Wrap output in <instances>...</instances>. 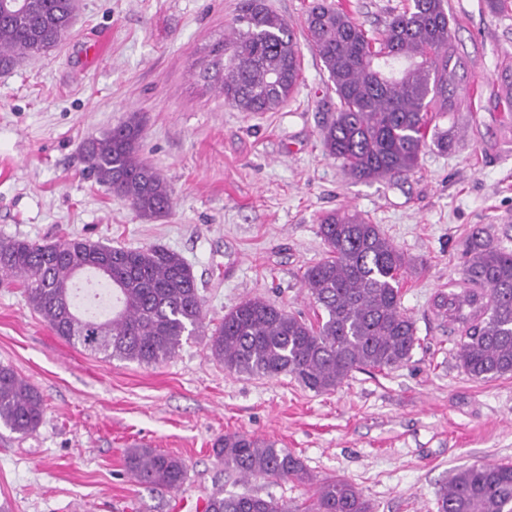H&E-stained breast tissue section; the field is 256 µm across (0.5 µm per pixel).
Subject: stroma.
<instances>
[{"label": "stroma", "instance_id": "obj_1", "mask_svg": "<svg viewBox=\"0 0 512 512\" xmlns=\"http://www.w3.org/2000/svg\"><path fill=\"white\" fill-rule=\"evenodd\" d=\"M311 0H266L299 44L297 92L273 112L225 103L202 72L232 32L239 0H79L68 35L0 73V237L77 235L131 249L164 246L191 264L205 328L163 363L105 359L56 336L21 288H0V363L43 396L31 435L0 428V505L9 512H204L215 492L297 504L311 488L243 479L212 450L246 432L300 457L315 479L339 476L377 512H435L436 493L473 462L512 464V376L475 380L433 300L461 278L462 244L485 224L512 249V113L499 73L512 61V0H446L470 66L472 101L438 121L448 151L424 149L414 173L357 181L326 155L321 130L338 99L306 40ZM382 30L408 0H335ZM100 47L92 55L91 47ZM140 113V156L173 192L165 216L141 218L86 172L83 144ZM361 212L422 262L401 305L419 342L391 371L353 372L317 394L288 376L228 372L210 330L256 297L313 317L305 269L325 256L319 218ZM141 445L182 457L187 478L160 494L127 472Z\"/></svg>", "mask_w": 512, "mask_h": 512}]
</instances>
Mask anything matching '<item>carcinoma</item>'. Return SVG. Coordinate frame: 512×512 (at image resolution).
I'll list each match as a JSON object with an SVG mask.
<instances>
[{
    "instance_id": "carcinoma-1",
    "label": "carcinoma",
    "mask_w": 512,
    "mask_h": 512,
    "mask_svg": "<svg viewBox=\"0 0 512 512\" xmlns=\"http://www.w3.org/2000/svg\"><path fill=\"white\" fill-rule=\"evenodd\" d=\"M77 0H0V70L24 55L46 52L66 35ZM237 27L212 49L213 80L240 112H272L301 79L293 28L264 0H240ZM308 37L339 101L323 129L328 156L359 181L415 171L433 143L432 122L470 94L467 63L454 47L445 0H411L378 36L328 0H313ZM142 121L135 112L84 149L88 172L137 214L151 219L172 208L165 178L139 155ZM318 233L326 256L308 267L303 286L320 311L317 324L262 298L224 314L209 337L211 357L237 374L290 375L317 394L333 392L352 372L392 370L406 363L418 337L401 308L405 275L417 264L380 226L355 211L324 214ZM112 285V316L76 312L75 276L96 272ZM0 279L23 288L28 305L59 337L94 354L141 365L170 358L204 327L206 313L191 266L164 247L126 249L79 236L39 243L0 238ZM437 315L459 333L457 360L471 378L512 376V250L476 225L463 244L461 288L440 292ZM39 391L0 364V428L24 437L43 422ZM224 468L244 477L314 483L312 494L290 505L272 497L213 494L205 512H375L348 480L313 482L300 458L274 441L227 433L214 445ZM127 472L156 492L181 487L184 460L133 447ZM437 512H512V465L475 462L457 469L440 487Z\"/></svg>"
}]
</instances>
